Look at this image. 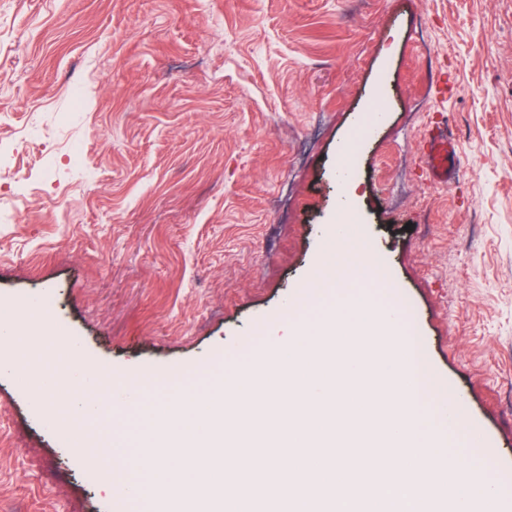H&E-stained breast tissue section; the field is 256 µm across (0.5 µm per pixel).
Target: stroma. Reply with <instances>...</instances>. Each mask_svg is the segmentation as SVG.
<instances>
[{
	"label": "stroma",
	"mask_w": 512,
	"mask_h": 512,
	"mask_svg": "<svg viewBox=\"0 0 512 512\" xmlns=\"http://www.w3.org/2000/svg\"><path fill=\"white\" fill-rule=\"evenodd\" d=\"M0 143V305L149 398L322 302L350 156L383 299L512 490V0H0ZM56 337L0 374V512H140L98 483L123 413L104 457L34 403ZM455 144L447 130H437L431 134L427 166L431 179L447 185L456 173Z\"/></svg>",
	"instance_id": "obj_1"
}]
</instances>
